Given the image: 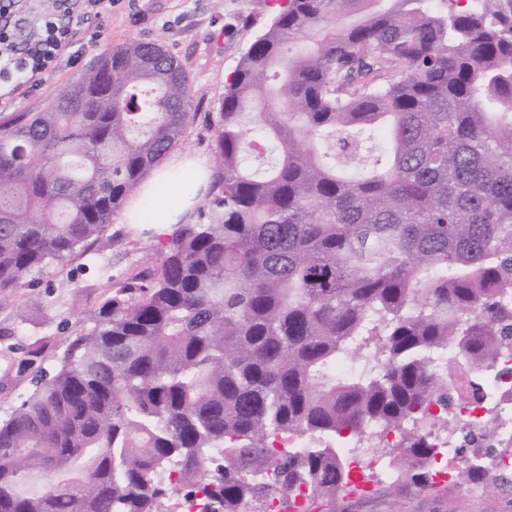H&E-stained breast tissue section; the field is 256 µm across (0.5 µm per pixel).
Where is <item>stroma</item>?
Masks as SVG:
<instances>
[{
	"label": "stroma",
	"mask_w": 512,
	"mask_h": 512,
	"mask_svg": "<svg viewBox=\"0 0 512 512\" xmlns=\"http://www.w3.org/2000/svg\"><path fill=\"white\" fill-rule=\"evenodd\" d=\"M277 0H116L111 13L74 25V51L64 54L37 91L18 93L0 107V122L23 112L48 110L107 50L131 40L160 41L181 63L199 94L194 123L175 147L178 155L211 158L207 115L216 111L227 76L272 21ZM161 237L139 232L114 213L66 266L48 265L40 297L27 302L19 290L0 307V416L26 394L36 377L52 372L69 341L85 332L112 287L138 266L159 267ZM358 493L337 492L325 512H512V493L475 491L459 483L387 486L363 471Z\"/></svg>",
	"instance_id": "1"
}]
</instances>
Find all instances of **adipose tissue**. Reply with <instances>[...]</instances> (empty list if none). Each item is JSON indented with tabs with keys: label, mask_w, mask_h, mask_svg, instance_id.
<instances>
[{
	"label": "adipose tissue",
	"mask_w": 512,
	"mask_h": 512,
	"mask_svg": "<svg viewBox=\"0 0 512 512\" xmlns=\"http://www.w3.org/2000/svg\"><path fill=\"white\" fill-rule=\"evenodd\" d=\"M208 173L209 163L202 157L172 159L154 167L127 205L124 223L152 224L160 231L189 223L206 189Z\"/></svg>",
	"instance_id": "ef3b65f1"
}]
</instances>
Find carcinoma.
Segmentation results:
<instances>
[{
  "label": "carcinoma",
  "mask_w": 512,
  "mask_h": 512,
  "mask_svg": "<svg viewBox=\"0 0 512 512\" xmlns=\"http://www.w3.org/2000/svg\"><path fill=\"white\" fill-rule=\"evenodd\" d=\"M195 95L137 40L0 125V302L111 223ZM208 116L193 222L0 417V512H168L176 487L199 512H317L355 485L336 443L368 428L402 431L393 464L426 488L421 424L453 399L434 356L488 368L512 344V0H285ZM374 129L387 163L341 172ZM457 476L512 491L488 453Z\"/></svg>",
  "instance_id": "cac0c4a2"
}]
</instances>
